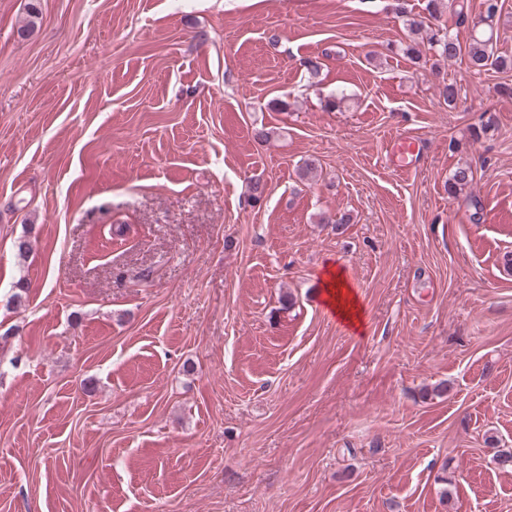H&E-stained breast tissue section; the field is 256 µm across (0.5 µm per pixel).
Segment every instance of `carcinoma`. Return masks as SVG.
<instances>
[{
    "instance_id": "cac0c4a2",
    "label": "carcinoma",
    "mask_w": 512,
    "mask_h": 512,
    "mask_svg": "<svg viewBox=\"0 0 512 512\" xmlns=\"http://www.w3.org/2000/svg\"><path fill=\"white\" fill-rule=\"evenodd\" d=\"M484 11L480 22L488 28H493L496 18L503 9L502 0H483ZM448 8L452 13L454 25L465 26L470 23V17L465 0H449ZM426 29V38L429 45L435 49L440 61L450 65L453 62L466 58L468 67L475 73L490 68L498 70H512V59L497 54L493 45V35H484L473 38L468 45H462L451 31H443L432 27H423V22L414 19L409 21V31L417 34ZM474 179L471 166L467 164L457 166L448 177V197L455 198L469 187Z\"/></svg>"
}]
</instances>
